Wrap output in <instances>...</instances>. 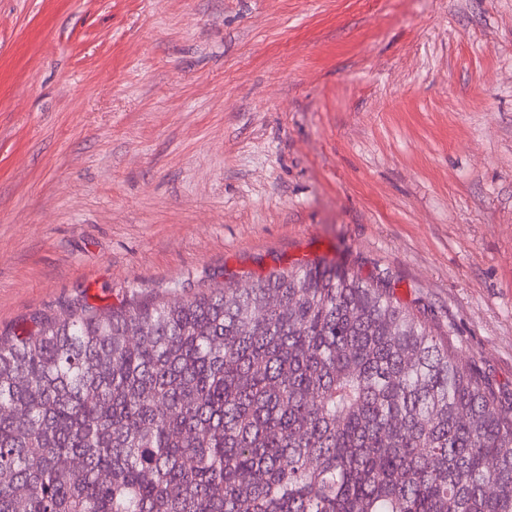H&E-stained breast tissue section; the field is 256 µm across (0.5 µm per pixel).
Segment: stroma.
Segmentation results:
<instances>
[{"mask_svg": "<svg viewBox=\"0 0 512 512\" xmlns=\"http://www.w3.org/2000/svg\"><path fill=\"white\" fill-rule=\"evenodd\" d=\"M322 255L512 394V0H0V334Z\"/></svg>", "mask_w": 512, "mask_h": 512, "instance_id": "obj_1", "label": "stroma"}]
</instances>
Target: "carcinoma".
I'll use <instances>...</instances> for the list:
<instances>
[{"label":"carcinoma","mask_w":512,"mask_h":512,"mask_svg":"<svg viewBox=\"0 0 512 512\" xmlns=\"http://www.w3.org/2000/svg\"><path fill=\"white\" fill-rule=\"evenodd\" d=\"M0 512H512V402L327 257L83 303L0 338Z\"/></svg>","instance_id":"obj_1"}]
</instances>
